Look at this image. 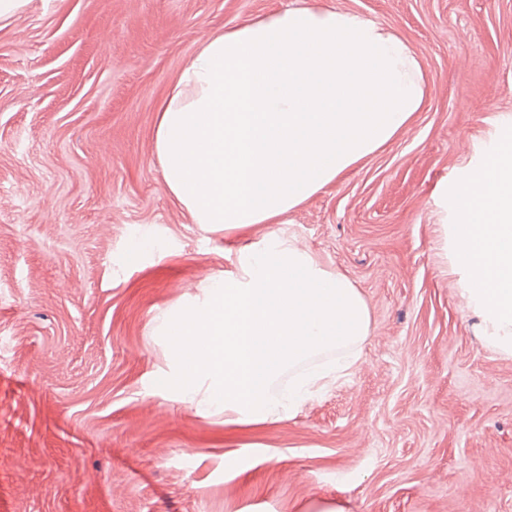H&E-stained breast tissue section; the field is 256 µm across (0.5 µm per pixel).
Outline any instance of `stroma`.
Returning a JSON list of instances; mask_svg holds the SVG:
<instances>
[{"instance_id":"1","label":"stroma","mask_w":512,"mask_h":512,"mask_svg":"<svg viewBox=\"0 0 512 512\" xmlns=\"http://www.w3.org/2000/svg\"><path fill=\"white\" fill-rule=\"evenodd\" d=\"M316 2L406 38L427 93L288 214L370 329L350 375L254 424L155 386L176 367L160 317L272 227L193 223L154 133L203 36L289 0H30L0 21V512H512V357L464 310L439 196L512 126V0ZM145 232L161 250L130 259Z\"/></svg>"}]
</instances>
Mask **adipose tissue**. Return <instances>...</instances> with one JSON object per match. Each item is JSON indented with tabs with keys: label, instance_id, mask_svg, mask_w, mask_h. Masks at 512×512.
I'll return each mask as SVG.
<instances>
[{
	"label": "adipose tissue",
	"instance_id": "obj_1",
	"mask_svg": "<svg viewBox=\"0 0 512 512\" xmlns=\"http://www.w3.org/2000/svg\"><path fill=\"white\" fill-rule=\"evenodd\" d=\"M411 45L352 10L293 0L210 32L158 112L165 186L194 223L278 224L419 111Z\"/></svg>",
	"mask_w": 512,
	"mask_h": 512
}]
</instances>
